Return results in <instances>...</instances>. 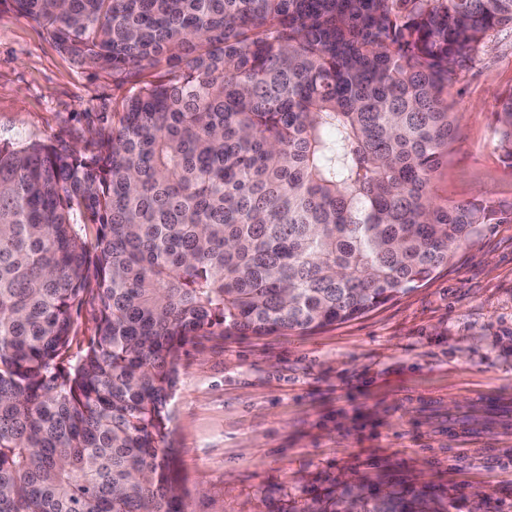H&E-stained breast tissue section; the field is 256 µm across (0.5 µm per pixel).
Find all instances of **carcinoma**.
<instances>
[{"instance_id": "cac0c4a2", "label": "carcinoma", "mask_w": 512, "mask_h": 512, "mask_svg": "<svg viewBox=\"0 0 512 512\" xmlns=\"http://www.w3.org/2000/svg\"><path fill=\"white\" fill-rule=\"evenodd\" d=\"M5 2L130 88L89 155L0 144V512H187L164 447L187 344L355 319L512 221L435 191L444 94L512 0ZM495 123L512 167V91ZM308 512L447 506L357 486Z\"/></svg>"}]
</instances>
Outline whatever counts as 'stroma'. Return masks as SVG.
I'll return each instance as SVG.
<instances>
[{"mask_svg":"<svg viewBox=\"0 0 512 512\" xmlns=\"http://www.w3.org/2000/svg\"><path fill=\"white\" fill-rule=\"evenodd\" d=\"M128 89L0 6L1 142L85 148ZM511 89L507 27L448 92L462 121L439 195L512 203L493 146ZM167 411L189 512H301L348 481L512 512V223L481 226L423 286L359 318L195 338Z\"/></svg>","mask_w":512,"mask_h":512,"instance_id":"stroma-1","label":"stroma"}]
</instances>
